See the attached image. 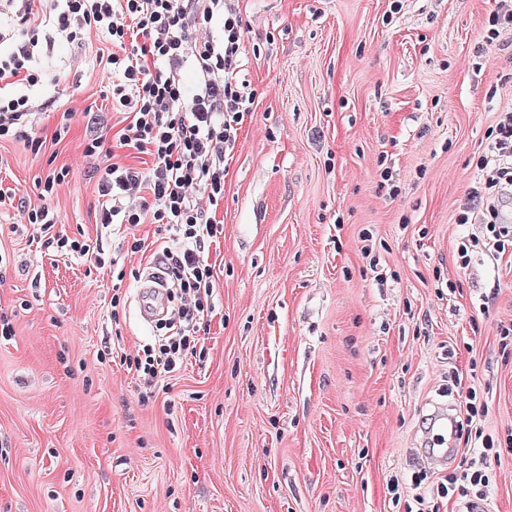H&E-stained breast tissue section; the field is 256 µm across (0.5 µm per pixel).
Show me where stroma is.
Wrapping results in <instances>:
<instances>
[{"mask_svg": "<svg viewBox=\"0 0 512 512\" xmlns=\"http://www.w3.org/2000/svg\"><path fill=\"white\" fill-rule=\"evenodd\" d=\"M238 6V78L255 98L226 159L224 236L206 251L204 355L148 389L121 356L162 334L135 309L162 236L140 225L145 247L131 254L101 226L96 161L83 155L91 135L122 127L101 62L112 43L96 31L71 43L35 15L40 81L13 92L45 143H0L12 198L0 205V316L14 330L0 337V512H407L419 496L429 512H464L434 496L444 471L416 451L455 372L487 400L485 432L512 437V346L499 337L512 248L465 268L457 255L483 230L481 207L470 223L457 215L512 110V32L483 39L501 0ZM53 167L69 174L44 200ZM22 200L47 201L116 265L45 247ZM478 507L512 512V453Z\"/></svg>", "mask_w": 512, "mask_h": 512, "instance_id": "35a3bbf8", "label": "stroma"}]
</instances>
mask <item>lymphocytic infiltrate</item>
<instances>
[{
  "label": "lymphocytic infiltrate",
  "mask_w": 512,
  "mask_h": 512,
  "mask_svg": "<svg viewBox=\"0 0 512 512\" xmlns=\"http://www.w3.org/2000/svg\"><path fill=\"white\" fill-rule=\"evenodd\" d=\"M35 2L19 0L23 40L0 57V141H24L38 150L43 142L33 135L29 98L6 92L19 82H38L29 65L38 45L37 30L29 25ZM55 24L72 42H83L93 30L112 42L104 69L128 123L111 140L88 138L83 150L92 157L108 148L116 157L98 183L100 196L110 202L101 224L123 227L135 253L142 248L135 236L139 225H157L170 239L158 257L180 295L169 321L171 334L159 348H143L128 360L149 384L179 371L196 354V338L211 309L214 272L205 249L224 232L216 219L224 202V161L253 101L237 78L243 20L237 0H63ZM186 66L197 75L191 93L181 77ZM480 166L489 234L462 241L459 256L465 265L473 248L499 254L512 244V225L499 221V206L512 187L511 112L501 113ZM24 213L46 234V246L105 264L99 246L54 233L60 217L47 205H27ZM500 458L499 439L482 435L478 455L463 470L445 475L438 495L483 498L492 464Z\"/></svg>",
  "instance_id": "lymphocytic-infiltrate-1"
}]
</instances>
